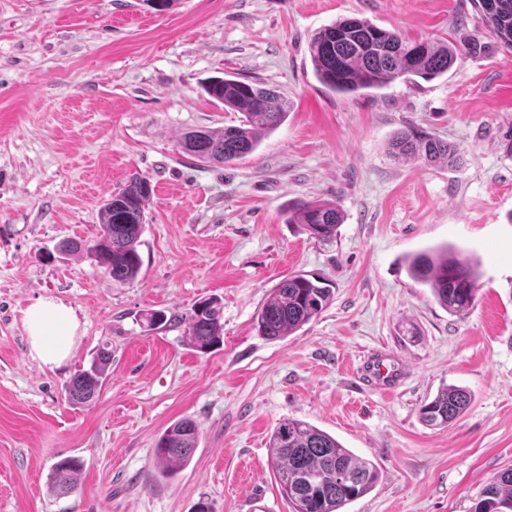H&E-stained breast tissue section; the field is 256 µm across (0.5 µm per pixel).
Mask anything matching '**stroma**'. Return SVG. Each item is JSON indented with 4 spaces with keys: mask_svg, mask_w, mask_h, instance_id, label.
<instances>
[{
    "mask_svg": "<svg viewBox=\"0 0 512 512\" xmlns=\"http://www.w3.org/2000/svg\"><path fill=\"white\" fill-rule=\"evenodd\" d=\"M412 38L477 43L431 80L339 94L314 75L309 44L345 17ZM260 84L286 121L224 165L183 152L191 130L240 125L206 87ZM455 143L448 170L388 152L407 123ZM512 52L485 31L472 0H0V512H290L270 465L284 419L336 437L378 472L347 512H469L512 467ZM154 193L142 269L113 283L67 239L100 232L101 202L131 175ZM331 201L344 222L318 242L290 223L295 202ZM452 245L479 263L478 293L452 315L409 274V258ZM329 280L333 301L280 340L256 312L288 275ZM216 296L224 342L201 354L181 319ZM43 298L73 308V352L33 359L23 318ZM164 311L172 321L145 318ZM108 383L84 406L65 387L98 346ZM399 369L374 388L364 362ZM467 410L432 428L419 409L445 385ZM192 419L198 446L174 476L154 446ZM83 460L76 492L49 473Z\"/></svg>",
    "mask_w": 512,
    "mask_h": 512,
    "instance_id": "1",
    "label": "stroma"
}]
</instances>
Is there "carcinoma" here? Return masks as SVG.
<instances>
[{
  "instance_id": "obj_1",
  "label": "carcinoma",
  "mask_w": 512,
  "mask_h": 512,
  "mask_svg": "<svg viewBox=\"0 0 512 512\" xmlns=\"http://www.w3.org/2000/svg\"><path fill=\"white\" fill-rule=\"evenodd\" d=\"M480 20L502 48L512 50V0H475ZM310 57L318 81L329 90L348 94L378 89L399 78L430 80L441 76L462 59L451 42L416 39L381 28L357 17L343 18L322 28L310 42ZM212 98L244 113L239 126L219 131H191L180 148L202 162L223 164L240 159L259 146L262 136L275 130L288 116V104L273 90L258 84L218 79L209 87ZM390 154L398 159L454 167L458 147L410 124L393 138ZM152 187L146 177L132 176L125 188L100 206L101 232L90 244L68 240L66 253L85 255L104 268L116 284L135 279L141 268L137 243ZM292 224H301L310 237L330 243L343 223L334 202L301 201ZM409 272L431 288L436 301L450 314H462L477 296V264L452 247L431 248L415 255ZM333 290L322 279L306 274L284 280L257 311L261 335L269 340L288 336L318 317L330 303ZM224 306L216 297L192 305L185 314L187 340L206 352L220 344L224 334ZM112 350L97 349L90 367L75 374L66 386V400L85 406L108 380ZM470 397L459 386H445L419 409L429 426L446 427L468 408ZM198 427L190 419L168 426L156 442L154 464L164 476L185 467L198 444ZM270 463L280 493L291 512H345V506L368 493L378 473L373 464L346 448L332 435L296 419L277 423L269 438ZM84 462L62 458L52 467L50 489L58 496L73 493ZM470 512H512V467L500 471L483 489Z\"/></svg>"
}]
</instances>
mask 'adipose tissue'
Listing matches in <instances>:
<instances>
[{
    "mask_svg": "<svg viewBox=\"0 0 512 512\" xmlns=\"http://www.w3.org/2000/svg\"><path fill=\"white\" fill-rule=\"evenodd\" d=\"M30 353L50 367L60 366L72 353L78 319L63 303L42 299L25 311Z\"/></svg>",
    "mask_w": 512,
    "mask_h": 512,
    "instance_id": "1",
    "label": "adipose tissue"
}]
</instances>
